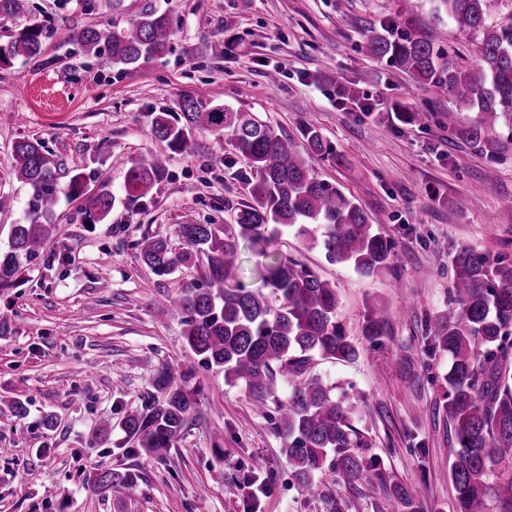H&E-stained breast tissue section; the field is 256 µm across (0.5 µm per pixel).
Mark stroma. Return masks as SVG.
<instances>
[{"instance_id":"stroma-1","label":"stroma","mask_w":512,"mask_h":512,"mask_svg":"<svg viewBox=\"0 0 512 512\" xmlns=\"http://www.w3.org/2000/svg\"><path fill=\"white\" fill-rule=\"evenodd\" d=\"M153 8L171 18V48L136 68L85 56L70 38L101 24L128 27ZM32 19L50 30L44 54L0 66V250L29 204L13 171L16 141L41 140L62 180L79 173L88 188L108 184L115 202L92 224L80 200L61 197L49 219L56 261L24 262L17 282L0 290L9 325L0 335V512H377L381 492L360 485L320 476L299 488L275 428L286 384L257 402L243 382L200 366L183 313L157 312L160 300L202 287L203 262L159 277L138 260L135 242L159 236L181 249L186 217L231 225L248 200L241 178L250 164L226 140L201 134L189 157L150 135L152 113L179 111L190 96L256 113L298 142L317 131L330 152L311 156L312 174L384 216L376 230L395 256L374 277L291 233L268 248L336 290V321L358 354L316 361L313 371L352 386L364 456L386 482L417 490V512H456L442 388L448 355L433 348L432 326L451 300L459 248L512 260V128L499 125L505 146L487 159L449 134L445 93L372 57L363 41L371 28L409 29L473 66L475 38L436 13L434 0H123L117 10L105 0H29L25 13L0 21V38ZM407 112L429 118L409 122ZM104 138L110 151L99 148ZM155 155L165 156L166 171L151 202L128 203L125 161ZM376 301L385 329L372 341L364 325ZM167 362L195 370L194 419L162 455L131 451L123 419L142 409ZM105 422L104 447H87ZM101 465L139 474L138 494L93 492L86 479Z\"/></svg>"}]
</instances>
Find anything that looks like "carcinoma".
I'll return each mask as SVG.
<instances>
[{
    "label": "carcinoma",
    "instance_id": "1",
    "mask_svg": "<svg viewBox=\"0 0 512 512\" xmlns=\"http://www.w3.org/2000/svg\"><path fill=\"white\" fill-rule=\"evenodd\" d=\"M26 0H0V19L25 10ZM457 28L480 37L479 63L464 68L436 44L410 30L365 34V49L410 74L418 83L441 89L457 109L472 113L465 125L448 110V127L459 139L479 148L490 159L503 142L490 136L499 121L512 125V24L490 23V12L500 0H436ZM171 21L164 12L146 10L122 29L84 28L71 39L88 57L107 56L115 66H136L168 50ZM47 34L32 23L5 43L0 63L44 53ZM226 139L233 150L251 161L253 174L244 178L249 202L236 224L179 225L180 251L167 240L145 236L137 241V258L159 276H168L194 258H206L205 287L190 288L159 305L166 313L186 312L183 336L207 368L242 381L263 402L274 393L277 377L288 383L286 402L280 405L277 429L283 453L293 466L297 485L308 489L316 477L330 471L348 484L384 485L377 465L355 452L367 447L353 424L355 406L333 396L335 386L310 374L316 358L351 361L356 347L336 323L338 304L330 282L308 267L263 252L267 262L261 274L264 293L240 285L226 286L237 267L239 241L260 249L284 230L306 245H320L328 257L348 264L362 275L374 276L390 265L392 244L375 232L372 218L339 188L314 178L306 157L324 151L314 130L300 145L278 133L253 112L214 105L201 98L184 100L182 116L157 112L152 135L187 156L197 150L195 133ZM14 173L30 189L27 222L15 224L9 248L0 252V288L14 284L22 259L44 255L51 230L44 224L61 195L83 199L90 221L104 220L114 198L105 185L90 192L83 177L60 183L55 162L37 139H24L12 148ZM164 172L159 157L130 162L124 189L128 202L145 198ZM453 297L448 312L433 325L435 347L448 353L450 365L443 377L448 420L457 447L450 478L458 512H484L493 497L497 512H512V261L495 259L463 247L453 256ZM364 334L376 340L384 334L383 308L367 309ZM194 370L166 363L153 385L162 399L123 421L125 435L138 450L155 455L167 451L193 420L198 389ZM139 475L110 467L96 469L89 478L99 494L136 493ZM412 489L394 483L383 494L378 512H414Z\"/></svg>",
    "mask_w": 512,
    "mask_h": 512
}]
</instances>
